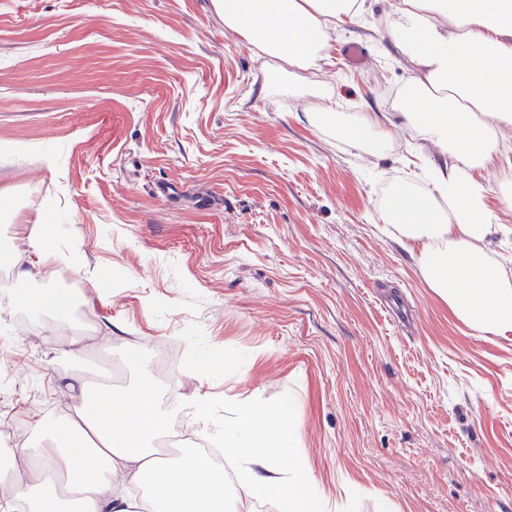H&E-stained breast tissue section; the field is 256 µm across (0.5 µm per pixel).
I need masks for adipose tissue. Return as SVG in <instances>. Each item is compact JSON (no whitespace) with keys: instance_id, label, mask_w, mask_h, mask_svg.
<instances>
[{"instance_id":"adipose-tissue-1","label":"adipose tissue","mask_w":512,"mask_h":512,"mask_svg":"<svg viewBox=\"0 0 512 512\" xmlns=\"http://www.w3.org/2000/svg\"><path fill=\"white\" fill-rule=\"evenodd\" d=\"M226 28L269 57L318 72L330 25L362 15L366 0H219ZM388 36L419 72L398 94L408 127L442 158L427 186L393 193L382 220L415 258L429 288L472 330L512 337V281L494 268L485 240L502 228L500 205L484 177L512 129V0H396ZM25 251L14 253L18 279H35L62 262L44 224L24 227ZM122 391L89 393L80 378L73 413L50 424L31 421L37 447L0 448V512H235L257 497L282 512H325L326 500L296 453L294 410L286 403H245L216 425L199 412L192 435L219 440L241 471L228 488L223 467L200 449L160 456L151 442L163 426L141 359ZM141 486L140 498L127 484Z\"/></svg>"}]
</instances>
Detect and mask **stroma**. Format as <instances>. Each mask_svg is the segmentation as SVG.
<instances>
[{
    "instance_id": "1",
    "label": "stroma",
    "mask_w": 512,
    "mask_h": 512,
    "mask_svg": "<svg viewBox=\"0 0 512 512\" xmlns=\"http://www.w3.org/2000/svg\"><path fill=\"white\" fill-rule=\"evenodd\" d=\"M211 2L0 0V240L49 223L71 261L31 286L76 285L63 316L0 287V426L33 444L31 416L73 404L62 376L119 389L137 356L164 420L173 399L219 422L292 399L329 512H512V338L459 321L380 221L438 161L392 108L414 75L393 0L332 30L324 119ZM355 112L392 139L346 142ZM211 347L233 368L194 375Z\"/></svg>"
}]
</instances>
